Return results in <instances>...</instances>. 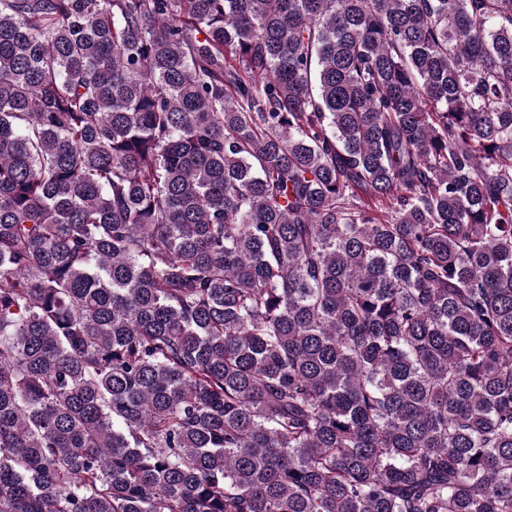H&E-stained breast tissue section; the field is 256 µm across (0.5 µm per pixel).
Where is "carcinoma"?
Wrapping results in <instances>:
<instances>
[{
  "mask_svg": "<svg viewBox=\"0 0 512 512\" xmlns=\"http://www.w3.org/2000/svg\"><path fill=\"white\" fill-rule=\"evenodd\" d=\"M0 512H512V0H0Z\"/></svg>",
  "mask_w": 512,
  "mask_h": 512,
  "instance_id": "obj_1",
  "label": "carcinoma"
}]
</instances>
